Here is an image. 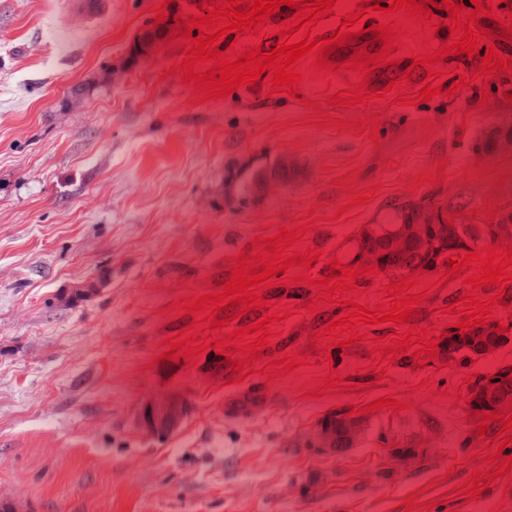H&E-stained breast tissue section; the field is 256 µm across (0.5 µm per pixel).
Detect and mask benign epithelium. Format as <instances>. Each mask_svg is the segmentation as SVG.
Returning a JSON list of instances; mask_svg holds the SVG:
<instances>
[{
	"instance_id": "7a95c632",
	"label": "benign epithelium",
	"mask_w": 512,
	"mask_h": 512,
	"mask_svg": "<svg viewBox=\"0 0 512 512\" xmlns=\"http://www.w3.org/2000/svg\"><path fill=\"white\" fill-rule=\"evenodd\" d=\"M163 25L150 26L141 31L126 65H137L147 61L153 53L162 32ZM458 225L442 223V213L433 206L427 207L412 223L377 239L372 249L357 253L355 262L367 266H380L386 255L409 259L414 253L431 256L442 248L453 244L457 237ZM472 398L481 399L493 410H512V379L505 377L492 386L478 385L472 390ZM185 412L183 400L173 394L150 397L142 402L138 412L139 426L148 434L163 436L173 431L181 422ZM309 446L321 451H335L336 439L320 429L309 441Z\"/></svg>"
}]
</instances>
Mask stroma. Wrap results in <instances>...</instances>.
I'll use <instances>...</instances> for the list:
<instances>
[{
  "instance_id": "1",
  "label": "stroma",
  "mask_w": 512,
  "mask_h": 512,
  "mask_svg": "<svg viewBox=\"0 0 512 512\" xmlns=\"http://www.w3.org/2000/svg\"><path fill=\"white\" fill-rule=\"evenodd\" d=\"M71 2L0 0V498L21 512H403L414 495L413 512H512V470L493 477L491 460L512 415L487 423L470 403L475 385L512 368V284L480 290L507 338L483 355H449L446 341L464 319L455 302L477 266L453 277L442 258L413 273H368L342 291L384 310L397 282L427 283L410 322L437 346L414 356L393 321L362 325L356 343L330 344L325 329L349 309L326 301L322 283L331 260L356 269L364 226L394 221L406 203L478 225L481 251L492 247L494 221L473 210L496 176L464 171L504 165L494 220L512 218V151L487 145L491 129L512 132V34L483 17L475 52L445 55L450 8L431 0L432 36L405 24L387 48L373 30L382 20L376 0H355L356 11H372L370 45L328 46L326 77L303 59L301 99L272 94L265 72L199 103L179 71L185 25L225 0H109L90 18ZM302 10L301 0L280 7L262 38L238 31L218 48L271 52L274 27ZM158 21L168 33L152 58L124 69L129 47ZM490 46L508 64L483 75ZM434 48L443 52L440 78L411 59ZM380 54L385 62L372 72L350 66ZM358 82L373 100L334 103ZM430 85L439 94L420 100ZM409 94L415 105L399 106ZM313 114L379 123L372 135L341 132L316 128ZM441 160L444 178L411 190L417 173ZM283 161L287 179L256 190L254 178ZM351 173L356 190L376 192L347 217L338 209L351 195L336 181ZM310 212L303 239L286 247L312 257L310 284L299 282L300 268L282 270L261 289L259 307L212 311L215 329L181 313V303L218 294L241 256L269 249V236ZM78 290L84 298L69 301ZM276 310L285 317L275 337L248 359L212 345L189 361L164 357L180 329L223 340ZM165 392L179 394L187 413L158 439L136 418L144 399ZM385 397L389 405L377 407ZM350 412L355 446L339 454L306 447L321 419ZM474 472L483 490L473 501L462 488Z\"/></svg>"
}]
</instances>
